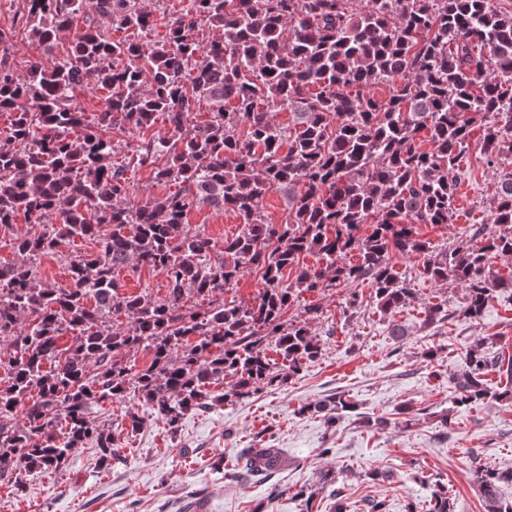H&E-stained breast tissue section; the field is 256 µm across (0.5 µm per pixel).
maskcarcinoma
<instances>
[{
  "instance_id": "cac0c4a2",
  "label": "carcinoma",
  "mask_w": 512,
  "mask_h": 512,
  "mask_svg": "<svg viewBox=\"0 0 512 512\" xmlns=\"http://www.w3.org/2000/svg\"><path fill=\"white\" fill-rule=\"evenodd\" d=\"M91 7L126 36L87 23L50 70L35 59L17 76L0 32V112L11 115L0 130V228L21 215L46 223L37 236L14 235L21 259L0 265V480L13 493L88 443L98 468L112 467L115 438L91 419L101 403L136 398L174 432L190 412L299 374L324 349L309 328L319 307L283 320L303 292L366 281L380 311L392 312L414 298L397 255L423 257L431 281L464 286L470 321L512 288L491 268L512 257V172L499 180L490 231L439 250L418 230L451 223L449 174L471 147L490 168L512 155L511 12L490 0H364L360 11L349 0H190L183 17L163 23L142 0H25L28 37L49 53ZM379 84L387 96L371 91ZM89 87L102 93L100 112L75 104ZM203 102L210 117L198 124ZM280 111L291 116L286 127L272 120ZM159 116L167 134L141 139L133 157L177 190L135 202L114 157L120 136ZM275 188L288 198L282 224L263 211ZM218 201L241 219L234 236L218 241L184 224ZM76 239L92 250L67 260L66 284L47 287L41 258ZM309 254L324 266L306 264ZM132 262L164 275L163 298L125 291L115 271ZM245 268L264 288L249 304L226 300ZM191 297L207 307L187 308ZM118 315L128 318L121 330ZM141 349L151 359L139 367ZM490 372L512 380V354L478 338L453 377L454 404L512 403V383L494 390ZM226 379L232 385L218 389ZM354 409L336 395L297 414L320 413L331 428ZM285 462L279 448L236 459L258 479ZM471 476L485 512H512L501 494L512 468L479 465ZM320 484L334 512H347L336 477ZM427 512H453L446 486L430 485Z\"/></svg>"
}]
</instances>
